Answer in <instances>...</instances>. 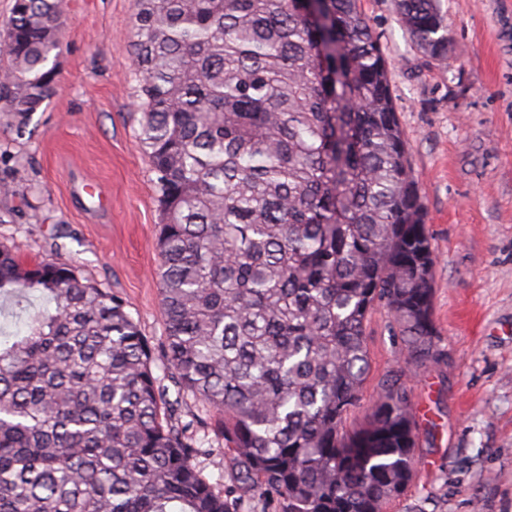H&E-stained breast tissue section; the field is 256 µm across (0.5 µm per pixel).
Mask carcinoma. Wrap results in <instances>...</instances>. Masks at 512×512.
Masks as SVG:
<instances>
[{
	"label": "carcinoma",
	"instance_id": "cac0c4a2",
	"mask_svg": "<svg viewBox=\"0 0 512 512\" xmlns=\"http://www.w3.org/2000/svg\"><path fill=\"white\" fill-rule=\"evenodd\" d=\"M67 0H14L0 112L25 133L53 93ZM432 55L435 0H399ZM140 141L156 173L168 374L119 295L0 246V297L54 308L0 341V512H383L416 422L390 373L343 424L382 306L411 364L438 363L435 258L388 67L358 0H136ZM216 413L172 420L169 388ZM224 440L230 484L200 458Z\"/></svg>",
	"mask_w": 512,
	"mask_h": 512
}]
</instances>
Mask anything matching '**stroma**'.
Segmentation results:
<instances>
[{"mask_svg": "<svg viewBox=\"0 0 512 512\" xmlns=\"http://www.w3.org/2000/svg\"><path fill=\"white\" fill-rule=\"evenodd\" d=\"M448 53L433 58L397 0H361L389 68L435 250L431 318L444 356L408 364L392 316L367 326L370 371L346 431L378 384L404 380L418 426L412 480L384 512H512V0H436ZM135 0H68L58 89L19 135L0 114V244L27 261L71 262L118 294L161 348L156 175L140 145Z\"/></svg>", "mask_w": 512, "mask_h": 512, "instance_id": "obj_1", "label": "stroma"}]
</instances>
